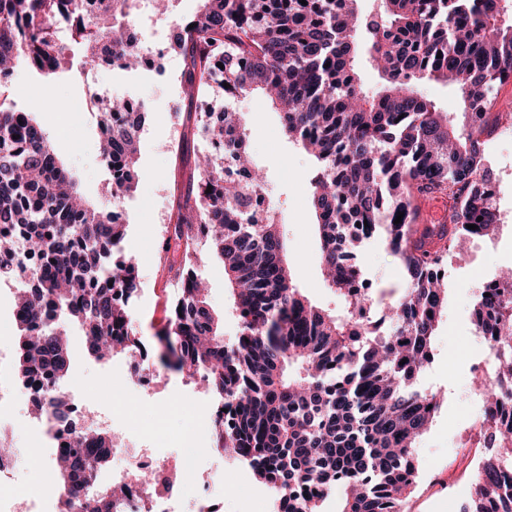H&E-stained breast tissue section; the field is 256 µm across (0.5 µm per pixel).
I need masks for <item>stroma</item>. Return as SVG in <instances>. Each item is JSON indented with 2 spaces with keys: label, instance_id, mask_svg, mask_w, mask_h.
Segmentation results:
<instances>
[{
  "label": "stroma",
  "instance_id": "obj_1",
  "mask_svg": "<svg viewBox=\"0 0 512 512\" xmlns=\"http://www.w3.org/2000/svg\"><path fill=\"white\" fill-rule=\"evenodd\" d=\"M198 7L199 0H174L170 16L136 14L132 20L139 26L145 46L163 47L171 21L193 14ZM114 93L149 106L140 134V181L123 203L128 222L127 248L138 259L139 282L147 290L139 302L135 328L139 335L149 337L163 317L156 304L158 296L174 295L177 289L176 282L163 285L157 280L154 255L163 241L157 232L158 219L161 212L173 209L175 197L193 167L192 161L178 159L175 153L181 130L175 127L171 113L189 106L180 85L168 84L157 70L143 68L110 67L97 79H89L81 68L78 49L71 46L54 77L15 70L8 102L15 109L35 112L53 141L57 157L73 174L80 194L90 205L104 208L113 203L112 177L97 150L99 113L87 109L86 104L95 96ZM233 108L241 113L246 126L252 161L265 174L270 215L282 225L288 238L294 283L313 304L332 312L342 309L343 300L322 277L315 215L309 203L314 169L310 156L288 139L278 111L261 93L240 96ZM487 159L497 186L501 227L495 238L471 241L464 259L448 260V311L436 331L434 361L421 378L424 386L445 391L447 399L429 432L416 444L418 478L404 512H459L471 495L472 475L485 454L484 449L465 440L466 432L482 415L481 406L469 396L473 363L483 348L473 324L472 306L481 278L495 276L501 264L512 263V129L498 131L487 146ZM357 262L373 298L403 288L404 270L382 241L361 249ZM196 270L208 286L210 304L221 320L225 341H232L239 331V318L224 267L208 242L197 245ZM70 339L72 379L84 381L90 390L112 400L114 384L128 374L123 356L109 363L95 360L75 326L70 329ZM166 376L168 385L153 396L164 415L163 426L154 437L158 446L173 456L178 452V438L186 429L176 404L193 395L195 381L172 370ZM224 470L225 489L215 499L220 512H265L272 492L250 467L228 458Z\"/></svg>",
  "mask_w": 512,
  "mask_h": 512
}]
</instances>
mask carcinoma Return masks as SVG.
<instances>
[{
    "instance_id": "carcinoma-1",
    "label": "carcinoma",
    "mask_w": 512,
    "mask_h": 512,
    "mask_svg": "<svg viewBox=\"0 0 512 512\" xmlns=\"http://www.w3.org/2000/svg\"><path fill=\"white\" fill-rule=\"evenodd\" d=\"M140 2L0 0V88L20 65L55 75L71 40L81 45L84 69L99 65L103 42L121 67L143 63L147 50L117 24ZM200 2L175 24L169 43L190 101L177 151L188 150L190 130L209 129L215 139L235 131L228 151L247 182L225 178L224 155L195 156L164 239L180 292L166 307L154 350H168L175 370L201 377L235 407L224 432L211 436L214 449L248 462L282 512H321L332 495L337 512H402L416 484L414 446L445 401V392L419 386L448 308L439 273L453 250L499 229L483 145L502 121H512V110L493 111L500 89L512 84V0H380L372 17L361 14V0ZM361 49L385 80L371 96L356 72ZM423 80L451 85L455 104L442 111L423 99L415 90ZM215 87L238 96L263 91L285 134L314 158L310 204L322 274L344 301L343 314L312 304L294 285L281 225L255 222L252 193L264 178L248 161L239 113L223 110L220 124L202 104ZM145 109L116 96L101 112L100 156L117 198L139 183ZM475 112L486 113L479 127ZM433 197L446 202L444 224L421 222L420 203ZM202 223L240 320L230 344L194 268L196 239L187 230ZM350 223L374 227L405 271L406 288L385 306L383 322L371 316V294L355 287L361 269L344 264L359 249ZM1 224L27 228L39 261L36 278L16 295L15 371L23 382L41 376L40 401L58 404L64 419L58 395L70 374L68 326L80 327L98 361L138 349L132 312L114 293L138 288L137 262L124 252L127 224L88 205L33 113L4 99ZM496 280L506 287L484 286L473 307L496 364L490 382L474 373L475 383L488 387L483 421L491 453L460 512H512V452L502 445L512 439L502 417L512 403V277ZM113 441L108 430L91 437L77 430L57 450L59 480L47 492L59 512H109L105 497L82 491L98 479Z\"/></svg>"
}]
</instances>
